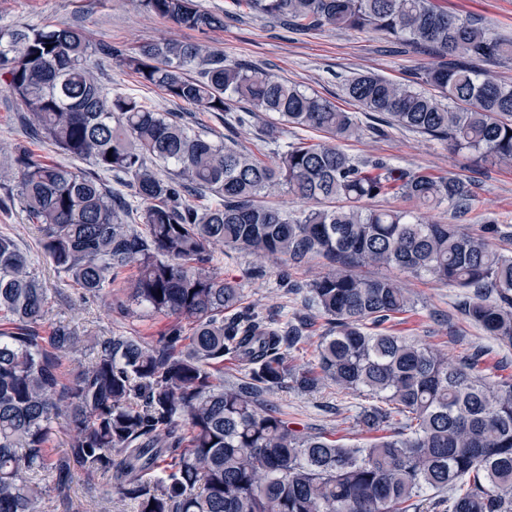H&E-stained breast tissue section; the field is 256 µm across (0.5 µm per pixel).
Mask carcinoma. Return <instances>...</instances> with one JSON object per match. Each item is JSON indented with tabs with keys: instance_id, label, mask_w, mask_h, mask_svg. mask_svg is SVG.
<instances>
[{
	"instance_id": "1",
	"label": "carcinoma",
	"mask_w": 512,
	"mask_h": 512,
	"mask_svg": "<svg viewBox=\"0 0 512 512\" xmlns=\"http://www.w3.org/2000/svg\"><path fill=\"white\" fill-rule=\"evenodd\" d=\"M132 2L201 34L224 27L225 16L197 0ZM234 2L294 34L334 26L427 49L440 61L423 67L420 87L367 72L346 80V95L391 126L512 164V83L473 68L512 61V37L490 23L437 0ZM101 51L169 97L229 115L232 126L265 112L278 116L273 133L296 125L325 140L290 143L269 163L136 96L104 97L82 28H0V87L20 101L36 137L91 165L34 154L17 160V201L38 225L43 253L62 281L111 312L139 306L174 318L154 342L95 339L91 362L65 381L62 363L82 338L61 324L40 335L46 288L15 240L0 234V321L12 324L0 332V512H39L37 475L63 487L75 468L107 478L137 512H420L425 493L446 490L448 512H512V378H483L479 352L452 362L386 332L412 309L410 297L390 279L353 271L389 266L464 289L467 318L512 344V255L459 224L366 206L401 197L425 208L446 204L460 218L473 201L467 183L349 156L338 142L363 135L355 116L204 43ZM104 175L126 181L130 194L112 193ZM271 189L314 205L269 206L262 197ZM192 195L209 201L194 204ZM218 246L279 262L289 288L288 267L312 256L327 261L309 286L310 304L331 325L315 365L289 366L286 350L303 341L302 330L266 323L243 305L235 280L209 270ZM128 267L137 269L129 295H112ZM226 355L248 368L235 386L221 376ZM287 381L303 392L332 383L381 402L359 417L371 441L304 433L257 407L259 390ZM394 413L405 423L390 430ZM61 419L67 448L52 455Z\"/></svg>"
}]
</instances>
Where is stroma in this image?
<instances>
[{
  "mask_svg": "<svg viewBox=\"0 0 512 512\" xmlns=\"http://www.w3.org/2000/svg\"><path fill=\"white\" fill-rule=\"evenodd\" d=\"M441 2L449 11L481 17L495 30L512 33V0ZM0 25H78L86 31L92 44L108 43L127 49L161 40L201 39L228 59L253 62L271 75L297 83L340 109L355 113L361 122L366 119L365 113L359 111L344 91L348 77L370 71L403 81L432 61L431 56L398 45L380 33L356 34L326 27L292 34L269 19L250 14L225 22L223 28L203 35L137 9L132 0H0ZM91 65L101 80L104 94H134L156 111L182 113L191 129L218 141L223 139L224 121L216 114L171 101L158 88L141 84L132 69L112 57L94 54ZM22 112L19 100L0 88V167H14L17 157L27 151L52 162L70 164V157L25 131L20 119ZM268 129L265 117L252 119L239 127L237 141L243 149L264 154L273 161L277 158L278 144L299 140L316 142L321 138L320 132L305 128L280 133L274 141ZM342 148L356 158L385 157L403 166L474 181L476 198L465 217L454 219L452 211L444 206L425 210V217L442 224L457 220L473 233L483 232L487 222H495L498 232L490 238L492 247L512 254V166L484 160L469 152L451 151L446 142L397 127L386 128L380 137L367 134L358 140L345 141ZM0 233L16 241L48 290L49 312L41 327L42 335H50L60 323L76 327L84 340L75 354L77 360L84 363L91 360L95 337L112 334L152 341L168 328L169 318L152 313L110 314L101 300L82 295L58 279L39 246L36 226L28 222L7 184L0 186ZM325 268L324 260L319 257L294 267L292 280L297 288L292 291L283 288L274 261L259 259L247 251L227 248L216 251L211 265L212 272L239 283L246 303L265 320L283 327L293 317H307L305 343L287 353L289 365L296 368L315 361L317 345L329 331L325 317L306 302L310 283ZM357 272L365 277L393 279L409 293L414 309L388 323L391 333L415 339L447 354L452 361L481 349L485 356L479 371L484 377L495 379L512 373V346L485 336L463 315L459 308L464 296L462 289L392 268L361 266ZM260 400L303 432L321 433L345 444L367 440L357 424L359 412L372 404L367 396L341 392L331 384L313 393L285 385L263 392ZM41 483L45 494L40 512H136L134 501L111 491L106 478L100 476L91 481L75 476L63 489L48 476L42 477Z\"/></svg>",
  "mask_w": 512,
  "mask_h": 512,
  "instance_id": "35a3bbf8",
  "label": "stroma"
}]
</instances>
